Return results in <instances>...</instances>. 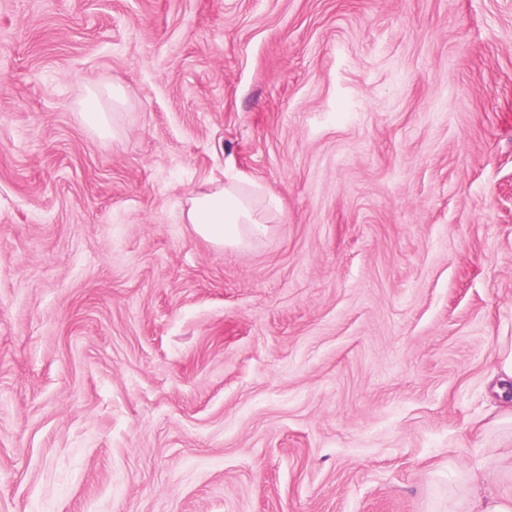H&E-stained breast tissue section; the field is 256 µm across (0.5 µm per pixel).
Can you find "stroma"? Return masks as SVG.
I'll use <instances>...</instances> for the list:
<instances>
[{
	"label": "stroma",
	"mask_w": 512,
	"mask_h": 512,
	"mask_svg": "<svg viewBox=\"0 0 512 512\" xmlns=\"http://www.w3.org/2000/svg\"><path fill=\"white\" fill-rule=\"evenodd\" d=\"M510 341L512 0H0V512L512 494ZM86 122L90 127L99 133H106L108 129V117L103 112L99 97L91 92L85 103V112H83ZM273 200H265L260 186L232 176L227 184L189 198L187 224L218 247H243L266 234L274 219ZM496 372L501 375V383L496 391L499 396V402L503 408V418L498 422H510L512 421V398L510 393V380L512 379V343L502 346Z\"/></svg>",
	"instance_id": "35a3bbf8"
}]
</instances>
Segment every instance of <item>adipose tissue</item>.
I'll return each mask as SVG.
<instances>
[{"label": "adipose tissue", "instance_id": "adipose-tissue-1", "mask_svg": "<svg viewBox=\"0 0 512 512\" xmlns=\"http://www.w3.org/2000/svg\"><path fill=\"white\" fill-rule=\"evenodd\" d=\"M273 201L258 184L231 177L227 184L192 196L186 219L194 231L218 247H243L269 231Z\"/></svg>", "mask_w": 512, "mask_h": 512}]
</instances>
